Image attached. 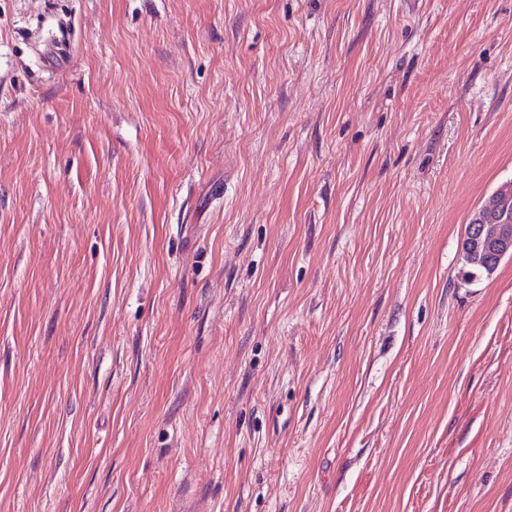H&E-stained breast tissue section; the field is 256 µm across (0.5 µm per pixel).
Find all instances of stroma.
Here are the masks:
<instances>
[{
    "label": "stroma",
    "instance_id": "stroma-1",
    "mask_svg": "<svg viewBox=\"0 0 512 512\" xmlns=\"http://www.w3.org/2000/svg\"><path fill=\"white\" fill-rule=\"evenodd\" d=\"M510 180L512 0H0V512H512ZM500 186L488 198V201L479 207L471 216L468 227V243L481 247L486 253H493L495 260H502L506 256H512V219L507 218V213L498 218L484 222V224H476L483 222L493 215L503 199L506 197V191L512 188V183ZM467 224V225H468ZM485 224H496L493 231H489ZM466 225V226H467ZM485 228L491 234H485ZM464 267L468 268L466 276L471 279L489 277L491 276L498 265L490 264L482 250H474L472 246L467 247L463 245Z\"/></svg>",
    "mask_w": 512,
    "mask_h": 512
}]
</instances>
